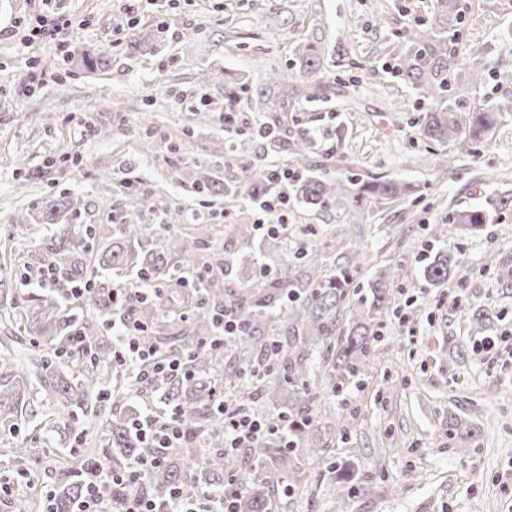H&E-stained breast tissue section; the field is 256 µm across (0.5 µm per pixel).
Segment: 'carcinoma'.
<instances>
[{
    "instance_id": "obj_1",
    "label": "carcinoma",
    "mask_w": 512,
    "mask_h": 512,
    "mask_svg": "<svg viewBox=\"0 0 512 512\" xmlns=\"http://www.w3.org/2000/svg\"><path fill=\"white\" fill-rule=\"evenodd\" d=\"M465 0H434L428 17H421L399 34L400 49L388 67L415 91L422 104L417 125L421 138L441 146L485 143L512 113V95L499 90L512 84V47L501 49L492 63L465 55L462 27ZM300 73L307 79L320 70L324 48L320 41H301L292 49ZM321 91L312 82L295 87L270 78L262 92L264 120L250 137L259 145L258 160L289 155L309 167L304 177L278 184L267 181L259 164H243L237 175L221 180L204 165L197 166L194 184L205 196L224 195V204L235 207L245 197L255 198L277 186L311 211L334 210L362 224L371 209L408 199L411 185L393 178L358 175L332 176L310 161L315 136L301 129L289 136L288 113L303 101H313ZM78 200L65 196L41 206V231L32 249L22 256L24 268L46 266L59 274L47 290L33 293L19 283L16 295L0 309V420L16 421L28 415V395L37 391L52 404L44 415L47 429L56 420L73 419L78 409L90 419L92 431H81L80 447L55 459L58 483L50 496L51 512H75L85 487L78 481L85 464L101 461L114 473H125L139 461L160 458L136 484H112L107 493L112 509L123 512L137 489L163 506L170 491L187 486L211 497L224 494L225 483L237 490L235 512H272L277 501L295 500L311 486L301 457L319 466L322 476L337 483L335 508L346 512L352 489L362 484L351 461L336 465L335 439L345 436L357 422V411L344 394L358 385L375 354L377 329L395 302L393 280L380 273L368 287L355 284L371 262L365 246H356L341 262L326 264L317 248L296 252L290 263L271 269L255 280L226 285L223 272L235 254L215 249L216 230L197 224L182 237L169 224H143L131 216L161 206L152 194H128L130 216L108 227L61 224L59 217L77 211ZM491 222L481 208L455 209L448 223L434 228V236L450 237L477 232ZM254 225H224V240L245 244L253 238ZM288 244V229L267 235V259ZM103 272H131L138 280L170 286V292L140 308L146 325L139 336L142 347L162 360L182 352L190 355L193 379L167 376L137 384L112 366L106 327L114 310L109 292L98 287V298L89 301L72 294L90 279L88 268ZM459 269L458 257L446 249L421 267L423 279L441 288ZM198 272L206 279L193 282ZM232 315L243 333L223 345L210 347L219 332L221 314ZM189 322V327L181 324ZM79 333L82 346L73 347L70 336ZM30 336L29 365L15 363L16 352L6 342ZM238 387L237 404L249 409L262 399L277 407L282 432L272 434L257 448L224 452V418L212 398L224 384ZM162 391L161 412L174 408L188 413L187 438L179 448H152L132 428L135 416L123 412L133 398ZM341 403H336V398ZM476 436L472 423L448 417V437L458 450ZM8 448L16 462L15 474L40 450L14 437Z\"/></svg>"
}]
</instances>
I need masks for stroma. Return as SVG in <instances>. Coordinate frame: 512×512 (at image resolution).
Segmentation results:
<instances>
[{"label": "stroma", "mask_w": 512, "mask_h": 512, "mask_svg": "<svg viewBox=\"0 0 512 512\" xmlns=\"http://www.w3.org/2000/svg\"><path fill=\"white\" fill-rule=\"evenodd\" d=\"M432 0H159L148 13L127 12L122 0H50L71 17L62 42L26 44L18 22L39 10L37 0H0V252L24 249L21 230L51 196L80 201L68 224H117L128 189L161 197L165 208L146 215L180 230L194 224L254 222L242 203L202 197L191 168L203 162L217 176L248 161L245 127L261 120L256 96L228 100L232 81L265 86L271 71L301 79L291 46L320 36L325 48L319 83L323 100L289 113L288 128L321 131L315 160L330 174L399 178L415 186L400 204L373 211L362 226L335 211L288 204V248L338 255L333 233L367 246L372 269L394 270L398 311L383 321L366 383L348 400L359 419L337 439L336 455L358 457L363 489L350 512H512V288L503 287L490 252L512 262V207L498 205L512 189V120L488 143L463 148L423 141L415 93L385 67L398 34ZM512 29V0H468L463 41L468 54L492 59ZM85 49L108 58L105 68L78 66ZM44 74L30 82V63ZM209 119L199 123L198 111ZM240 132L224 130L225 112ZM347 134L336 142V128ZM177 142L171 151L169 142ZM479 206L494 216L482 231L441 242L431 232L456 208ZM407 231L390 240L388 225ZM457 253V276L441 288L419 271L441 246ZM491 313V329L472 333V309ZM36 402L14 432L42 442L28 465L33 493L54 489L53 460L75 433H42ZM467 414L481 430L467 452L448 442V413Z\"/></svg>", "instance_id": "1"}]
</instances>
